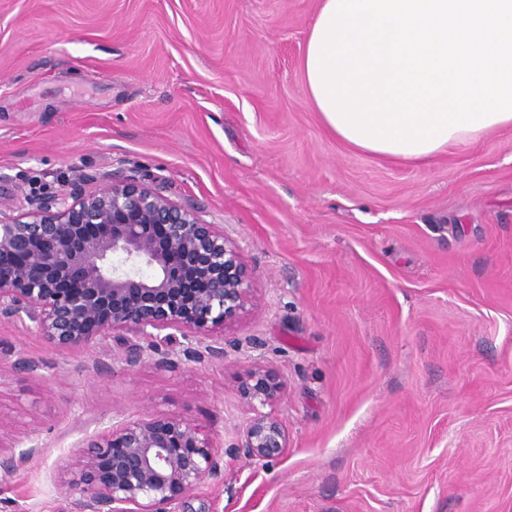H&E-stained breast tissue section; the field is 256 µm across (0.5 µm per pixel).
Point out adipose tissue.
Here are the masks:
<instances>
[{
	"instance_id": "1",
	"label": "adipose tissue",
	"mask_w": 512,
	"mask_h": 512,
	"mask_svg": "<svg viewBox=\"0 0 512 512\" xmlns=\"http://www.w3.org/2000/svg\"><path fill=\"white\" fill-rule=\"evenodd\" d=\"M302 72L337 139L430 161L512 125V0H320Z\"/></svg>"
}]
</instances>
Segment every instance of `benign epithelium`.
Returning a JSON list of instances; mask_svg holds the SVG:
<instances>
[{
  "label": "benign epithelium",
  "instance_id": "obj_1",
  "mask_svg": "<svg viewBox=\"0 0 512 512\" xmlns=\"http://www.w3.org/2000/svg\"><path fill=\"white\" fill-rule=\"evenodd\" d=\"M257 302L240 251L224 225L205 224L196 207L167 194L150 174L106 175L91 191L43 195L28 209L0 203V318L28 319L51 350L66 353L112 338L128 367L179 364L164 348L182 338L186 357L224 358L207 343ZM285 391L264 365L241 381L253 415L229 447L194 423L153 412L87 435L59 462L65 490L84 512H214L195 490L224 481V456L269 462L288 448V430L261 411ZM0 424V475L39 453L11 450Z\"/></svg>",
  "mask_w": 512,
  "mask_h": 512
}]
</instances>
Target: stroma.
<instances>
[{
    "label": "stroma",
    "instance_id": "obj_1",
    "mask_svg": "<svg viewBox=\"0 0 512 512\" xmlns=\"http://www.w3.org/2000/svg\"><path fill=\"white\" fill-rule=\"evenodd\" d=\"M318 8L0 0V200L153 174L223 225L259 297L223 359L174 369L0 321V424L41 446L0 479V512H80L57 462L116 419L162 411L231 443L258 364L286 385L288 447L225 457L196 491L217 512H512V127L423 163L340 142L301 70Z\"/></svg>",
    "mask_w": 512,
    "mask_h": 512
}]
</instances>
